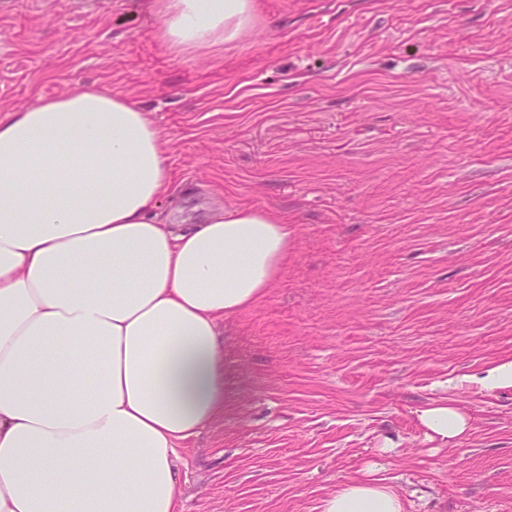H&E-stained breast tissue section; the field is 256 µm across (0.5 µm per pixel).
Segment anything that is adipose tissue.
Instances as JSON below:
<instances>
[{
  "label": "adipose tissue",
  "mask_w": 512,
  "mask_h": 512,
  "mask_svg": "<svg viewBox=\"0 0 512 512\" xmlns=\"http://www.w3.org/2000/svg\"><path fill=\"white\" fill-rule=\"evenodd\" d=\"M173 54L257 28L256 0H149ZM163 136L88 84L0 112V512H181L179 452L224 415V322L282 276L292 230L241 207L192 226L157 207ZM419 420L456 446L458 406ZM321 512H407L367 466Z\"/></svg>",
  "instance_id": "adipose-tissue-1"
}]
</instances>
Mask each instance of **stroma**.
<instances>
[{
  "instance_id": "35a3bbf8",
  "label": "stroma",
  "mask_w": 512,
  "mask_h": 512,
  "mask_svg": "<svg viewBox=\"0 0 512 512\" xmlns=\"http://www.w3.org/2000/svg\"><path fill=\"white\" fill-rule=\"evenodd\" d=\"M173 55L148 0H0V108L95 83L161 130L159 211H276L283 277L224 336L183 512H320L366 464L409 512H512V0H256ZM459 405L455 447L420 424Z\"/></svg>"
}]
</instances>
